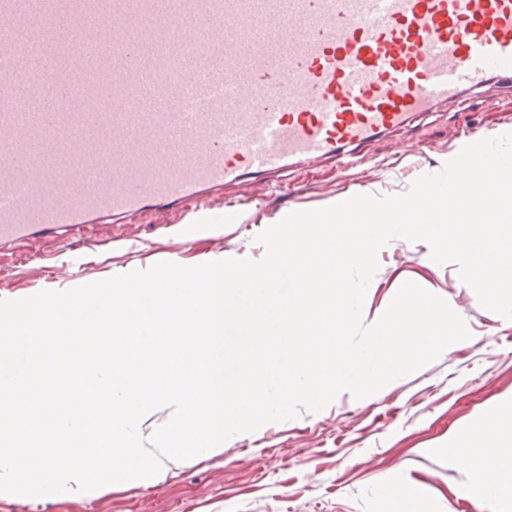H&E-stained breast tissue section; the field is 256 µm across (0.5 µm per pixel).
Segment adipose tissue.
Returning a JSON list of instances; mask_svg holds the SVG:
<instances>
[{"label": "adipose tissue", "instance_id": "1", "mask_svg": "<svg viewBox=\"0 0 512 512\" xmlns=\"http://www.w3.org/2000/svg\"><path fill=\"white\" fill-rule=\"evenodd\" d=\"M444 453L463 475L464 495L493 501L495 512H512V402L473 420Z\"/></svg>", "mask_w": 512, "mask_h": 512}]
</instances>
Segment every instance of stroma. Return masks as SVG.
<instances>
[{
	"mask_svg": "<svg viewBox=\"0 0 512 512\" xmlns=\"http://www.w3.org/2000/svg\"><path fill=\"white\" fill-rule=\"evenodd\" d=\"M512 115V95L492 89L415 122L416 153L388 165L397 141L378 142L385 164L359 160L348 173L304 166L289 170L238 223L214 237L192 239L176 262L194 266L249 259L256 236L278 222L282 208L316 209L357 194L405 193L420 175L440 171L469 127L493 130ZM111 240L85 228L80 242L31 240L0 255V300L52 289L54 260L72 261L87 284L167 261L170 238L153 212L113 225ZM379 270L366 293L363 322L373 325L405 282L445 299L471 336L419 371L363 399L341 393L321 412L268 423L239 434L222 452L169 465L157 483L113 485L94 498L25 496L0 499V512H384L387 490L410 484L422 512H491L460 496L461 474L438 449L488 408L512 401V320L484 309L465 287L456 263L438 264L427 243L396 239L380 249Z\"/></svg>",
	"mask_w": 512,
	"mask_h": 512,
	"instance_id": "stroma-1",
	"label": "stroma"
}]
</instances>
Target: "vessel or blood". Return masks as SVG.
I'll return each mask as SVG.
<instances>
[{
	"instance_id": "1",
	"label": "vessel or blood",
	"mask_w": 512,
	"mask_h": 512,
	"mask_svg": "<svg viewBox=\"0 0 512 512\" xmlns=\"http://www.w3.org/2000/svg\"><path fill=\"white\" fill-rule=\"evenodd\" d=\"M130 8L0 0V253L147 210L180 247L238 223L230 190L347 169L512 89V0H141L132 26Z\"/></svg>"
}]
</instances>
